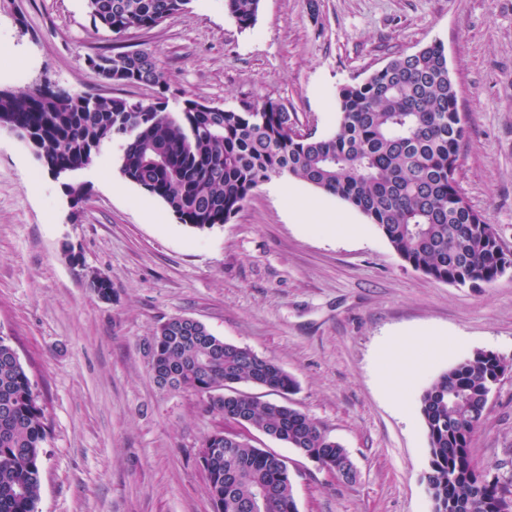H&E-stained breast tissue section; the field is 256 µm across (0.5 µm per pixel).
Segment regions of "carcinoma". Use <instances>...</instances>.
<instances>
[{
  "label": "carcinoma",
  "instance_id": "obj_1",
  "mask_svg": "<svg viewBox=\"0 0 512 512\" xmlns=\"http://www.w3.org/2000/svg\"><path fill=\"white\" fill-rule=\"evenodd\" d=\"M190 0H87L91 21L116 36L148 30L183 11ZM260 0H224L242 29L255 24ZM106 81L156 89L151 99L89 97L48 80L14 93L0 91V128L15 132L47 168L82 170L108 141L120 142L119 173L160 199L190 227L229 221L261 184L274 177L306 183L349 204L378 226L414 270L448 284L482 288L512 254L494 225L460 194L455 173L465 115L442 43L392 58L361 84L337 95L336 131L298 134L290 114L266 100L225 109L185 98L168 110L169 86L148 50L90 58ZM85 285L112 298V281L87 268L72 250ZM156 383L203 398L205 409L281 441L353 480V463L304 412L279 400L260 401L235 388L263 387L285 396L297 383L276 362L228 343L201 322L172 317L146 343ZM512 364L477 350L426 387L419 398L428 435L425 479L432 512H509L512 502L488 469L471 459L470 442L488 398ZM47 437L44 411L15 348L0 337V512H36ZM213 512H298L288 464L245 436H207L198 453Z\"/></svg>",
  "mask_w": 512,
  "mask_h": 512
}]
</instances>
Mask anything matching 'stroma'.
<instances>
[{
	"label": "stroma",
	"mask_w": 512,
	"mask_h": 512,
	"mask_svg": "<svg viewBox=\"0 0 512 512\" xmlns=\"http://www.w3.org/2000/svg\"><path fill=\"white\" fill-rule=\"evenodd\" d=\"M434 41L467 116L458 188L512 253V0H260L246 30L224 0H191L118 40L93 27L86 0H0V90L47 79L147 100L154 88L108 84L87 63L116 44L146 48L170 109L186 97L223 108L272 100L298 131L324 137L336 129L341 87ZM119 156L118 142L106 143L76 175L85 199L74 207L27 144L0 128V337L27 369L48 426L37 512H212L198 450L224 419L193 393L159 389L144 350L174 316L273 359L298 382L291 405L348 451L351 482L248 431L287 460L298 512H431L419 396L475 351L512 361V269L482 289L430 279L359 211L288 178L263 183L226 224L200 231L124 181ZM284 187L347 214L363 235L332 233L313 214L295 219ZM67 246L110 278L111 301L84 286ZM423 335L461 342L439 353ZM401 343L424 362L401 386L403 412L378 378ZM471 455L499 464L512 492V371L489 396Z\"/></svg>",
	"instance_id": "stroma-1"
}]
</instances>
